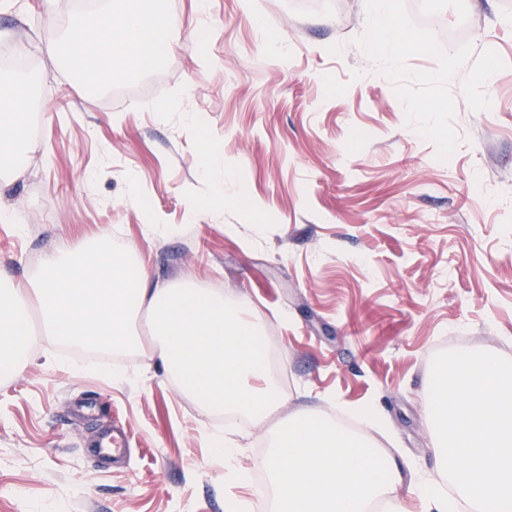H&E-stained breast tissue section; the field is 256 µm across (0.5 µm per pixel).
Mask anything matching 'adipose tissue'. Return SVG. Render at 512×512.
<instances>
[{"label": "adipose tissue", "instance_id": "adipose-tissue-1", "mask_svg": "<svg viewBox=\"0 0 512 512\" xmlns=\"http://www.w3.org/2000/svg\"><path fill=\"white\" fill-rule=\"evenodd\" d=\"M182 19L152 12L144 0H99L92 16L63 30L57 53L86 71L111 74L113 62L153 68L172 46ZM375 51L394 55L411 39L389 19L388 0H376ZM28 88L21 76L0 79V157L15 160L28 135L23 111ZM144 315L167 376L179 379L206 412L232 407L264 418L281 399L260 332L243 304L173 282L151 281L142 264L117 260L103 236L49 255L24 288L0 289V372L12 370L34 335L33 317L57 341L95 347L134 342L131 321Z\"/></svg>", "mask_w": 512, "mask_h": 512}]
</instances>
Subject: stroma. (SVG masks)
I'll return each mask as SVG.
<instances>
[{"label":"stroma","instance_id":"obj_1","mask_svg":"<svg viewBox=\"0 0 512 512\" xmlns=\"http://www.w3.org/2000/svg\"><path fill=\"white\" fill-rule=\"evenodd\" d=\"M94 2L0 7V55L35 64L34 131L0 170V209L23 219L0 223V273L26 287L46 255L109 235L152 280L247 305L273 339L282 398L244 424L203 413L157 365L141 318L137 346L102 355L39 335L0 375V512H224L230 496L255 512L253 476L284 421L367 405L381 423L355 433L404 464L393 494L422 512L412 481H446L426 420L433 357L512 359V10L421 0L466 30L440 45L410 0H390L425 50L377 58L373 0H150L197 29L107 85L56 56ZM190 114L219 154L211 169ZM228 169L257 217L192 209ZM83 401L96 413L77 414ZM106 420L129 431L118 464L89 451ZM213 433L237 447L232 467Z\"/></svg>","mask_w":512,"mask_h":512}]
</instances>
